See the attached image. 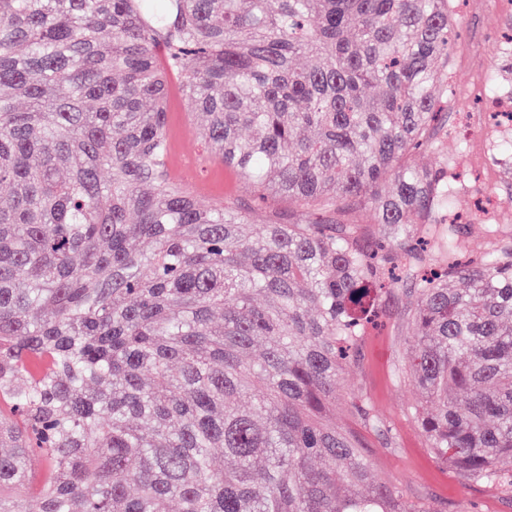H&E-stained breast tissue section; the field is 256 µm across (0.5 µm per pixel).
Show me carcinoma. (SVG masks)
<instances>
[{"instance_id": "cac0c4a2", "label": "carcinoma", "mask_w": 512, "mask_h": 512, "mask_svg": "<svg viewBox=\"0 0 512 512\" xmlns=\"http://www.w3.org/2000/svg\"><path fill=\"white\" fill-rule=\"evenodd\" d=\"M457 34L450 0H0V512H429L330 422L400 261L428 447L499 482L512 246L415 239L453 197L413 157ZM172 76L243 179L389 239L199 204Z\"/></svg>"}]
</instances>
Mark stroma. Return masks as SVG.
I'll list each match as a JSON object with an SVG mask.
<instances>
[{"label":"stroma","instance_id":"stroma-1","mask_svg":"<svg viewBox=\"0 0 512 512\" xmlns=\"http://www.w3.org/2000/svg\"><path fill=\"white\" fill-rule=\"evenodd\" d=\"M453 10L460 36L448 63V121L439 142L415 162L447 166L455 180L452 211L460 217L447 231L464 252L482 255L512 241V165L496 162L512 154V128L493 127L487 104L491 92L512 91V45L500 38L512 30V16L505 15L500 0H456ZM167 110L170 174L181 186L193 187L202 205L222 202L250 212L252 184L220 160L195 167V154L210 147L201 116L179 89L171 90ZM411 303L403 282L383 296L384 329L365 338L337 384L336 426L362 434L375 478L398 484L431 512H512V493L466 482L428 446L415 417L421 394L404 374L413 332ZM361 403L380 420V429L355 416Z\"/></svg>","mask_w":512,"mask_h":512}]
</instances>
